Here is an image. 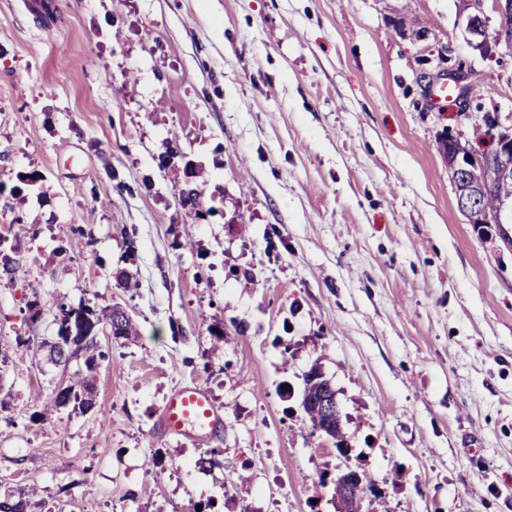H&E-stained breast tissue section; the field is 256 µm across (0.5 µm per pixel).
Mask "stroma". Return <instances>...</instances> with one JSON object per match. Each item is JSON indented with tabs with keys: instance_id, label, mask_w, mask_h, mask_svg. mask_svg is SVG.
<instances>
[{
	"instance_id": "stroma-1",
	"label": "stroma",
	"mask_w": 512,
	"mask_h": 512,
	"mask_svg": "<svg viewBox=\"0 0 512 512\" xmlns=\"http://www.w3.org/2000/svg\"><path fill=\"white\" fill-rule=\"evenodd\" d=\"M488 112L512 131V50L475 49L462 0H0V495L334 512L347 462L365 512H512V224L468 222L438 149L491 150ZM62 302L134 332L99 335L90 411L44 418L84 360L16 340L54 343ZM315 365L348 457L299 406ZM188 381L221 438L158 430ZM448 84H451L455 90V98L453 102L460 105V112L466 111L468 103V87L470 86L469 75L462 70H448L446 74Z\"/></svg>"
}]
</instances>
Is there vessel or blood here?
<instances>
[{
    "instance_id": "obj_1",
    "label": "vessel or blood",
    "mask_w": 512,
    "mask_h": 512,
    "mask_svg": "<svg viewBox=\"0 0 512 512\" xmlns=\"http://www.w3.org/2000/svg\"><path fill=\"white\" fill-rule=\"evenodd\" d=\"M158 428L195 441H207L224 432V413L204 388L184 383L174 389L161 408Z\"/></svg>"
}]
</instances>
